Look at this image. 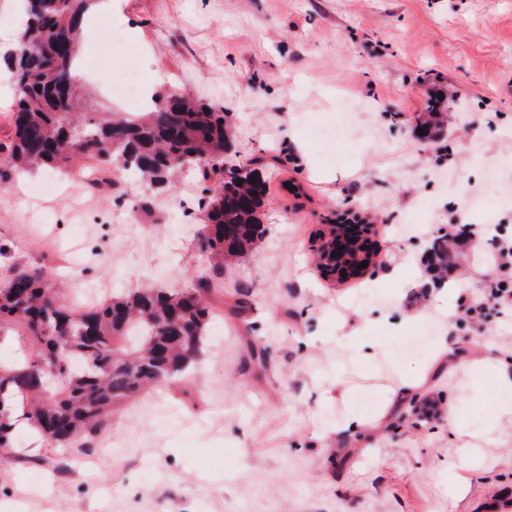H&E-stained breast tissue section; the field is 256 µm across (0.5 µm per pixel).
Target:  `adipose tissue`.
<instances>
[{
	"label": "adipose tissue",
	"instance_id": "ef3b65f1",
	"mask_svg": "<svg viewBox=\"0 0 512 512\" xmlns=\"http://www.w3.org/2000/svg\"><path fill=\"white\" fill-rule=\"evenodd\" d=\"M451 364L463 369L470 381L479 377L494 375L500 386L512 389V342L501 345L499 354L490 358L481 353H473L467 357L454 355L447 344H440L429 363L430 368ZM486 419L481 428L470 429L462 424L456 415H449L448 425L456 434V452L448 459V468L455 474L452 486L453 497L465 496L469 490L468 471L473 463L480 458L486 445L493 440L507 441L512 439V403L496 402L483 399Z\"/></svg>",
	"mask_w": 512,
	"mask_h": 512
}]
</instances>
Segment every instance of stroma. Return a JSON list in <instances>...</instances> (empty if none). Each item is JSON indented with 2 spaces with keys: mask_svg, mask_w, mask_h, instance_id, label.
I'll use <instances>...</instances> for the list:
<instances>
[{
  "mask_svg": "<svg viewBox=\"0 0 512 512\" xmlns=\"http://www.w3.org/2000/svg\"><path fill=\"white\" fill-rule=\"evenodd\" d=\"M86 30L79 55L114 42L100 74L160 71L164 89L223 109L229 165L262 163L265 232L250 256L213 270L196 170L91 195L84 169L42 168L0 188V285L40 265L63 282L61 302L97 306L209 276L223 285L206 300L224 329L187 376L114 412L107 449L14 442L0 459V512H512V443L488 447L464 499L449 495L448 414L474 429L483 415L459 373L386 409L391 378L427 363L419 344L445 336L492 357L512 339L510 320L452 326L435 309L452 281V304L480 296L496 271L492 237L512 238V0H112L109 25ZM342 92L356 107L332 145L313 129L336 123ZM433 109L441 126L422 136ZM347 210L378 244L362 278L371 295L355 303L314 257ZM440 237L443 279L430 252ZM410 256L420 275L392 278ZM238 292L249 306L236 315ZM363 317L383 354L327 400L347 367L336 328ZM349 418L360 428L337 432Z\"/></svg>",
  "mask_w": 512,
  "mask_h": 512,
  "instance_id": "stroma-1",
  "label": "stroma"
}]
</instances>
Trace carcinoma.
I'll list each match as a JSON object with an SVG mask.
<instances>
[{"instance_id": "obj_1", "label": "carcinoma", "mask_w": 512, "mask_h": 512, "mask_svg": "<svg viewBox=\"0 0 512 512\" xmlns=\"http://www.w3.org/2000/svg\"><path fill=\"white\" fill-rule=\"evenodd\" d=\"M96 0H26V19L14 57V104L0 151V186L19 171L60 169L87 159L101 172L132 167L145 186L185 167L219 176L206 204L201 249L218 263L251 254L263 233L266 181L251 165L224 168L232 133L224 111L189 96L160 93L155 108L128 120H97L80 112L72 77L81 20ZM340 279L360 278L375 244L349 252ZM216 284L200 278L171 290L138 288L77 313L58 298L49 271L17 270L0 288V333L24 329L33 355L0 369V450L12 447L20 421L34 426L51 448L92 437L116 407L149 387L182 376L200 351L213 310L205 294Z\"/></svg>"}]
</instances>
